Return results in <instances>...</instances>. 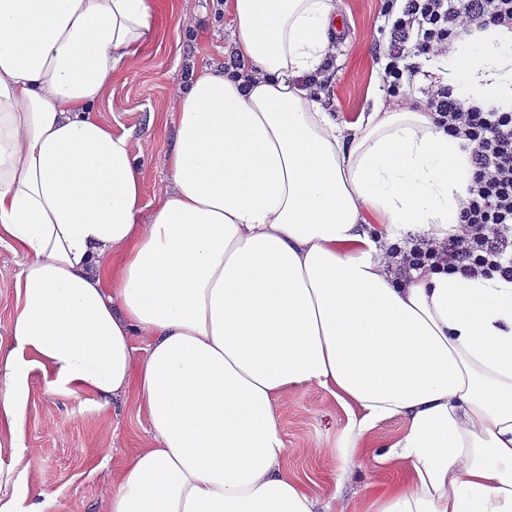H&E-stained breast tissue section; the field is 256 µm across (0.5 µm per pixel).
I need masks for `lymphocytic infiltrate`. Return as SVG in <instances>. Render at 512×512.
<instances>
[{"label":"lymphocytic infiltrate","mask_w":512,"mask_h":512,"mask_svg":"<svg viewBox=\"0 0 512 512\" xmlns=\"http://www.w3.org/2000/svg\"><path fill=\"white\" fill-rule=\"evenodd\" d=\"M384 13L388 43L373 53L385 58L381 81L391 89L415 78L417 57L447 56L455 41L491 27L512 32V0H385ZM423 94L425 111L468 157L467 196L453 234L390 245L388 267L400 277L428 264L465 279L512 282V108L468 102L442 84Z\"/></svg>","instance_id":"1"}]
</instances>
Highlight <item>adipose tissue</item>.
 <instances>
[{"instance_id": "adipose-tissue-1", "label": "adipose tissue", "mask_w": 512, "mask_h": 512, "mask_svg": "<svg viewBox=\"0 0 512 512\" xmlns=\"http://www.w3.org/2000/svg\"><path fill=\"white\" fill-rule=\"evenodd\" d=\"M161 0H0V243L22 261L0 346V455L32 371L98 407L130 395L152 445L106 512H349L348 468L401 483L375 512H512V283L398 280L395 229L454 231L468 159L419 109L339 124L303 86L336 52V0H224L246 75L194 70L168 109L169 183L144 210L130 136L96 114ZM444 81L512 105V33L457 41ZM316 386L347 412L319 505L284 467L276 412ZM399 419L380 422L370 433L365 455L359 456L352 465L348 478L343 486L342 494L350 504V512H369L371 499L368 487L399 483L401 474L390 465H376L371 460L373 449L381 448L394 439L402 429Z\"/></svg>"}]
</instances>
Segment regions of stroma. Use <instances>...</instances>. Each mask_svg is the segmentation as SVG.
<instances>
[{
  "label": "stroma",
  "mask_w": 512,
  "mask_h": 512,
  "mask_svg": "<svg viewBox=\"0 0 512 512\" xmlns=\"http://www.w3.org/2000/svg\"><path fill=\"white\" fill-rule=\"evenodd\" d=\"M383 0H338L342 26L336 53L328 63L324 105L338 122H352L371 112L375 103L393 109L421 102V87L433 75L420 76L418 89L383 90L372 49L385 42ZM220 11L215 0H165L156 37L127 70L114 73L98 106L101 119L117 132H130L134 154L145 170L143 205H150L168 183L161 157L174 136L167 111L179 85L203 59L222 66L234 55L229 32L211 33ZM19 256L0 243V336L14 312L15 275ZM280 425L288 452L284 464L309 494L323 498L331 451L342 448L347 414L324 390L311 386L289 391L278 403ZM401 420L380 422L367 447L380 448L402 429ZM25 452L0 456V466L21 477L26 501L46 500V512H104L128 457L151 445L145 414L129 397H113L101 409L82 396L51 390L41 370L30 376L28 408L23 424ZM110 449L103 459L102 449ZM369 452L352 465L342 494L351 512H370L368 489L400 482L389 465L375 464Z\"/></svg>",
  "instance_id": "obj_1"
}]
</instances>
